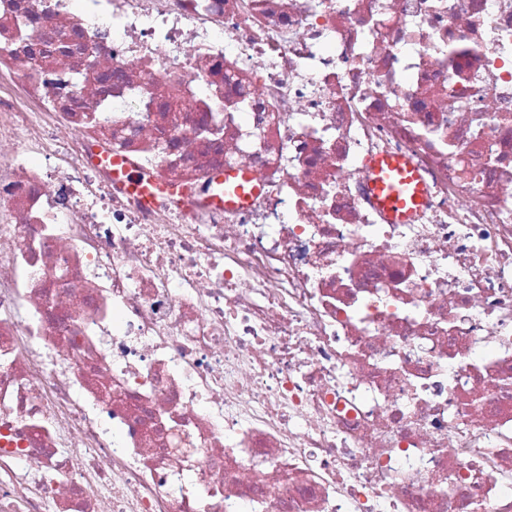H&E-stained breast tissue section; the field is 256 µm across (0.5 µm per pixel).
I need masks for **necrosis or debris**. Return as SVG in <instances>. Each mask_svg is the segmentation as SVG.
<instances>
[{"label":"necrosis or debris","instance_id":"necrosis-or-debris-1","mask_svg":"<svg viewBox=\"0 0 512 512\" xmlns=\"http://www.w3.org/2000/svg\"><path fill=\"white\" fill-rule=\"evenodd\" d=\"M0 512H512V0H0ZM372 167L376 175L373 190L378 203L394 220L406 221L413 214L415 207L421 203L419 191L416 189L409 199L404 198L399 190L386 185L383 177H388L387 169L399 174L402 178L401 183L412 182L416 178L412 166L406 159L394 157L377 159L373 162Z\"/></svg>","mask_w":512,"mask_h":512}]
</instances>
